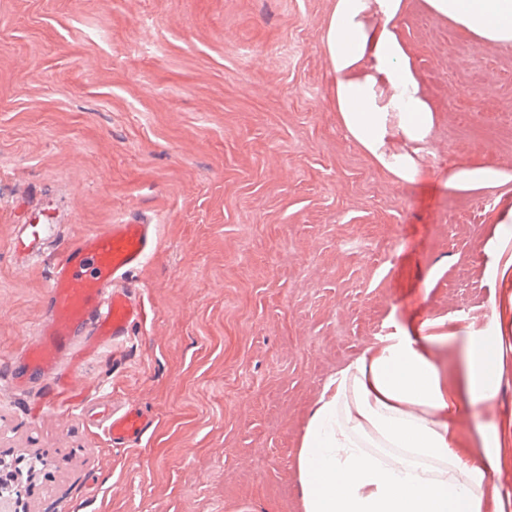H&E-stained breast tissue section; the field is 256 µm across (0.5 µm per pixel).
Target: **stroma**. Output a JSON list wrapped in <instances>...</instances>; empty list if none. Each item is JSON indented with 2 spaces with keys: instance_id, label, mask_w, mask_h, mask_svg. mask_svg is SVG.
I'll return each mask as SVG.
<instances>
[{
  "instance_id": "1",
  "label": "stroma",
  "mask_w": 512,
  "mask_h": 512,
  "mask_svg": "<svg viewBox=\"0 0 512 512\" xmlns=\"http://www.w3.org/2000/svg\"><path fill=\"white\" fill-rule=\"evenodd\" d=\"M333 2L0 0V352L43 313L46 266L18 270L8 247L26 201L71 235L159 233L128 278L145 314L124 359L80 367L153 425L114 448L82 415L0 403V458L55 461L29 512H304L295 457L324 380L395 326H479L492 302L509 348L493 416L512 420V276L484 273L512 229V45L408 0L437 122L424 175L398 183L331 105ZM463 164L511 179L444 187ZM512 234L508 229L501 225L500 230L495 236L490 239L486 245V251L490 253L494 258L493 262L486 268V275L491 279H496L500 274L501 276L506 275L510 271L512 265V257H510L501 268V262L507 244L510 242Z\"/></svg>"
}]
</instances>
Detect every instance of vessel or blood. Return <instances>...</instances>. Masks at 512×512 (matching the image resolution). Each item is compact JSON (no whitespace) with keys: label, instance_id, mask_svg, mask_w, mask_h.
Returning <instances> with one entry per match:
<instances>
[{"label":"vessel or blood","instance_id":"1","mask_svg":"<svg viewBox=\"0 0 512 512\" xmlns=\"http://www.w3.org/2000/svg\"><path fill=\"white\" fill-rule=\"evenodd\" d=\"M157 243L156 225L122 220L70 239L49 221L17 225L12 255L28 266L48 263L49 274L42 319L16 351L0 357V394L14 400L33 395L45 409H86L78 362L126 343L142 316L140 298L126 279L146 264ZM89 412L119 448L137 444L152 425L136 407L119 412L100 401Z\"/></svg>","mask_w":512,"mask_h":512}]
</instances>
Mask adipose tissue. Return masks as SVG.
<instances>
[{
	"label": "adipose tissue",
	"mask_w": 512,
	"mask_h": 512,
	"mask_svg": "<svg viewBox=\"0 0 512 512\" xmlns=\"http://www.w3.org/2000/svg\"><path fill=\"white\" fill-rule=\"evenodd\" d=\"M474 36L512 44V0H425ZM406 0H336L321 44L348 138L396 181L423 174L436 113L397 25ZM463 339L456 373L436 355ZM505 371L496 308L481 328L426 319L377 337L331 374L296 455L304 512H498L490 485L507 444L498 422L463 447V407L492 409Z\"/></svg>",
	"instance_id": "ef3b65f1"
}]
</instances>
